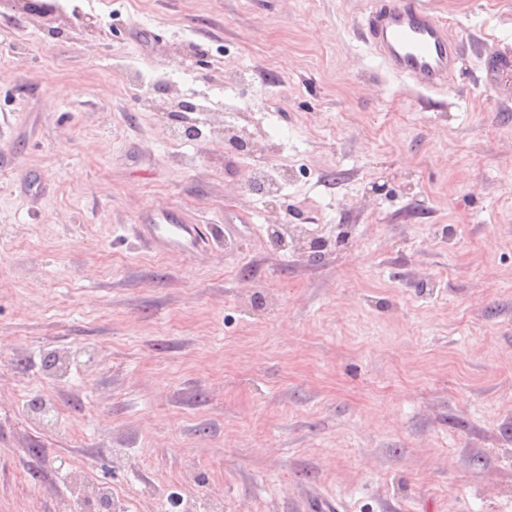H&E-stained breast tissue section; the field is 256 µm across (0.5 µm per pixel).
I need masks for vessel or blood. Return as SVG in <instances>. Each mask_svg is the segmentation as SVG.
<instances>
[{
    "instance_id": "obj_1",
    "label": "vessel or blood",
    "mask_w": 512,
    "mask_h": 512,
    "mask_svg": "<svg viewBox=\"0 0 512 512\" xmlns=\"http://www.w3.org/2000/svg\"><path fill=\"white\" fill-rule=\"evenodd\" d=\"M359 30L388 72L424 90L445 92L458 68L459 47L422 0H372ZM136 229L139 242L160 254L212 248L213 226L189 221L176 206L148 209Z\"/></svg>"
}]
</instances>
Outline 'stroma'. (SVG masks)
<instances>
[{"instance_id": "35a3bbf8", "label": "stroma", "mask_w": 512, "mask_h": 512, "mask_svg": "<svg viewBox=\"0 0 512 512\" xmlns=\"http://www.w3.org/2000/svg\"><path fill=\"white\" fill-rule=\"evenodd\" d=\"M56 3L0 0V512H512V0H424L438 103L369 0ZM358 29L388 72L435 93L445 92L460 49L419 0H374ZM136 229L139 242L148 249L189 256L212 250L211 239L216 230L213 225L189 221L177 206L148 209L137 220Z\"/></svg>"}]
</instances>
